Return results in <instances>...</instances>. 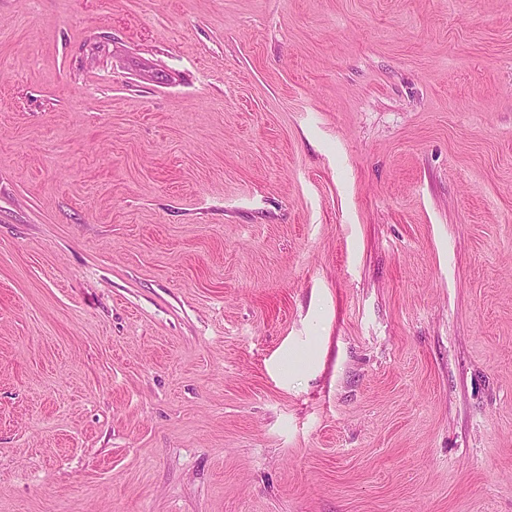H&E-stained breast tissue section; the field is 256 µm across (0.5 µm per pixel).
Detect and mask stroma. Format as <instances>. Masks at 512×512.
Segmentation results:
<instances>
[{
  "label": "stroma",
  "instance_id": "stroma-1",
  "mask_svg": "<svg viewBox=\"0 0 512 512\" xmlns=\"http://www.w3.org/2000/svg\"><path fill=\"white\" fill-rule=\"evenodd\" d=\"M0 512H512V0H0Z\"/></svg>",
  "mask_w": 512,
  "mask_h": 512
}]
</instances>
